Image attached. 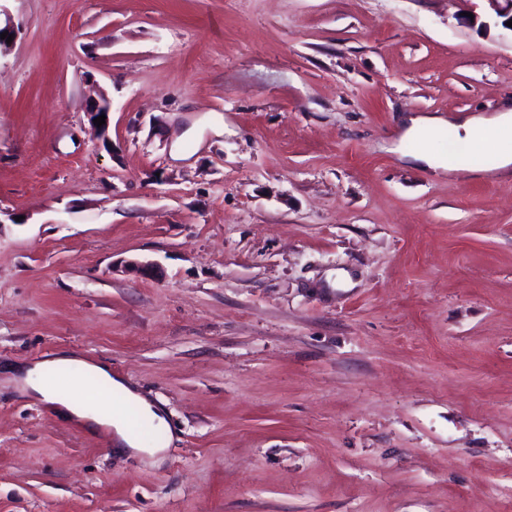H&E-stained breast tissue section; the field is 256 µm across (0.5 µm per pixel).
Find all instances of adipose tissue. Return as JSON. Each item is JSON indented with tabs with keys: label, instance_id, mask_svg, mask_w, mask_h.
Here are the masks:
<instances>
[{
	"label": "adipose tissue",
	"instance_id": "1",
	"mask_svg": "<svg viewBox=\"0 0 512 512\" xmlns=\"http://www.w3.org/2000/svg\"><path fill=\"white\" fill-rule=\"evenodd\" d=\"M457 136L470 143L486 140L493 149L485 165L486 171L497 172L512 168V144L505 142V134H512V110H505L485 117L473 115L455 123ZM15 372L21 388L42 401L59 406L62 414L75 420L90 431L108 430L118 451L130 454L142 452L155 455L157 447H143L137 434L131 429L128 408H136L139 417L160 430L169 425L163 409L142 397L123 380L113 377L111 369L83 357L60 353L32 366H16ZM70 378L68 390H60L54 380ZM101 384L108 395L102 402L88 401V391L93 384Z\"/></svg>",
	"mask_w": 512,
	"mask_h": 512
}]
</instances>
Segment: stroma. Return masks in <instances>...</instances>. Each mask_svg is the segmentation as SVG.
<instances>
[{
	"label": "stroma",
	"instance_id": "1",
	"mask_svg": "<svg viewBox=\"0 0 512 512\" xmlns=\"http://www.w3.org/2000/svg\"><path fill=\"white\" fill-rule=\"evenodd\" d=\"M0 3V512H512V176L402 138L512 106L484 0ZM61 352L165 451L4 372ZM89 118V121L94 124V119L98 116L105 115L106 116V124H102L101 127H97L100 133L101 141L104 147L111 148L112 142L107 136V131L110 124V102L108 98L102 94L99 99L93 100L92 103L88 107V111L86 112ZM449 124L448 120L438 116L408 115L403 118L404 137L431 140L439 129ZM409 156L415 162L429 168L442 169L448 172H453L459 169L450 155H437L427 149L419 150ZM10 369L16 372L25 393L58 405L67 419L78 421L92 432L108 430L111 442L114 436L118 451L152 456L165 449L161 446L144 447L131 429L126 412L127 408L135 407L143 421L169 432L163 409L142 397L123 380L113 378L107 365L88 361L75 354L60 353L33 366L16 365ZM56 377H70L67 391L60 390L51 381ZM97 381L110 393H107L104 401L92 404L87 394Z\"/></svg>",
	"mask_w": 512,
	"mask_h": 512
}]
</instances>
